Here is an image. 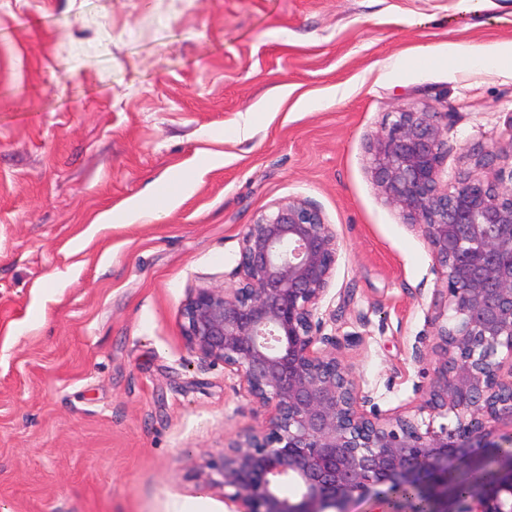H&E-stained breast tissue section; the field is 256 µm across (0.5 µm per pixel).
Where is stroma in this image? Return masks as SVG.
<instances>
[{
    "label": "stroma",
    "instance_id": "obj_1",
    "mask_svg": "<svg viewBox=\"0 0 512 512\" xmlns=\"http://www.w3.org/2000/svg\"><path fill=\"white\" fill-rule=\"evenodd\" d=\"M403 103L453 112L449 176L511 146L512 0H0V512H229L267 412L180 309L289 196L342 243L341 359L418 409L436 276L369 168Z\"/></svg>",
    "mask_w": 512,
    "mask_h": 512
}]
</instances>
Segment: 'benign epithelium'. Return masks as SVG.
Returning <instances> with one entry per match:
<instances>
[{
    "label": "benign epithelium",
    "mask_w": 512,
    "mask_h": 512,
    "mask_svg": "<svg viewBox=\"0 0 512 512\" xmlns=\"http://www.w3.org/2000/svg\"><path fill=\"white\" fill-rule=\"evenodd\" d=\"M448 112L403 104L369 147L375 185L425 240L434 289L435 377L413 414L383 415L323 333L321 302L341 253L322 210L291 196L246 225L230 284L195 288L181 329L204 362L224 364L267 425L224 445L230 512H413L396 490L413 486L427 512H512V169L499 154L444 179ZM467 459L481 474L462 494L448 472ZM295 488L286 496L284 485Z\"/></svg>",
    "instance_id": "benign-epithelium-1"
}]
</instances>
